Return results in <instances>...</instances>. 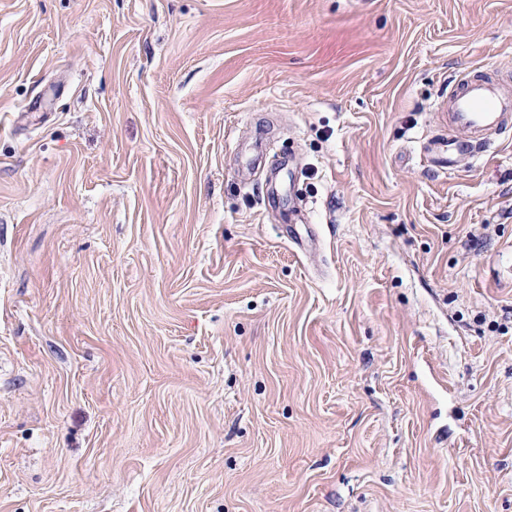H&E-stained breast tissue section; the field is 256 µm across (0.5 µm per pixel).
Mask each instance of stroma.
<instances>
[{"instance_id":"35a3bbf8","label":"stroma","mask_w":512,"mask_h":512,"mask_svg":"<svg viewBox=\"0 0 512 512\" xmlns=\"http://www.w3.org/2000/svg\"><path fill=\"white\" fill-rule=\"evenodd\" d=\"M512 0H0V512H512ZM446 110L450 126L459 134L439 140L433 150L452 170L475 156L474 143L485 147L491 134L512 121V89L463 77L448 94Z\"/></svg>"}]
</instances>
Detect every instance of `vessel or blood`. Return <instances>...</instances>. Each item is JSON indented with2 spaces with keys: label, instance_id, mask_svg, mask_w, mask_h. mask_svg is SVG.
Here are the masks:
<instances>
[{
  "label": "vessel or blood",
  "instance_id": "b4317fda",
  "mask_svg": "<svg viewBox=\"0 0 512 512\" xmlns=\"http://www.w3.org/2000/svg\"><path fill=\"white\" fill-rule=\"evenodd\" d=\"M446 110L454 133L433 150L454 169L474 157L475 146L488 144L491 134L512 122V89L465 77L450 91Z\"/></svg>",
  "mask_w": 512,
  "mask_h": 512
}]
</instances>
